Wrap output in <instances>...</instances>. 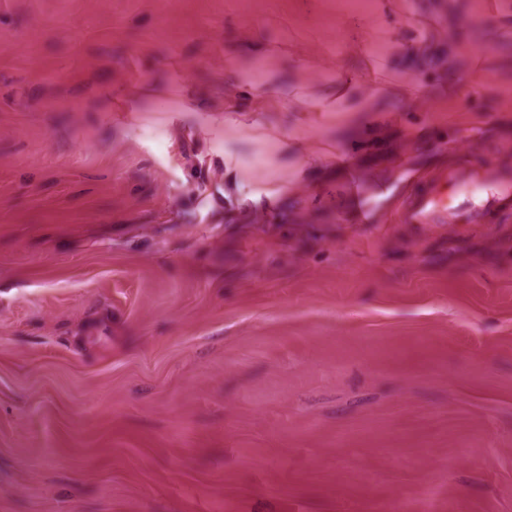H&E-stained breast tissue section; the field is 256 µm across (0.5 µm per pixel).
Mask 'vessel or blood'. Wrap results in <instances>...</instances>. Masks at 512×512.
I'll return each instance as SVG.
<instances>
[{
	"label": "vessel or blood",
	"mask_w": 512,
	"mask_h": 512,
	"mask_svg": "<svg viewBox=\"0 0 512 512\" xmlns=\"http://www.w3.org/2000/svg\"><path fill=\"white\" fill-rule=\"evenodd\" d=\"M457 195L475 204L470 218L482 217L494 208H512V177L479 176L472 170L459 168L435 176L414 192L399 212L406 224H434L448 215V194Z\"/></svg>",
	"instance_id": "1"
}]
</instances>
